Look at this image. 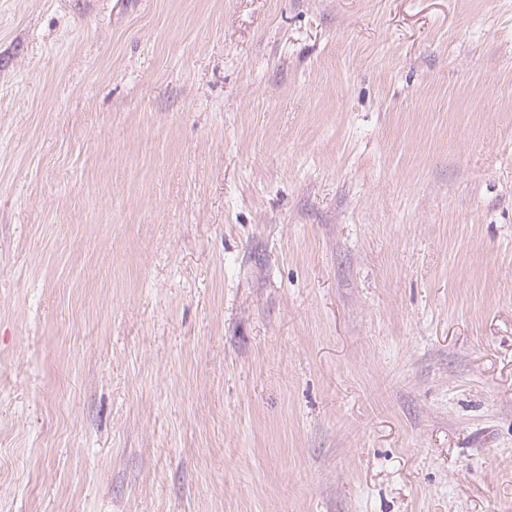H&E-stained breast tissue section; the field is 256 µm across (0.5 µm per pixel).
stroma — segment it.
<instances>
[{"instance_id":"1","label":"stroma","mask_w":512,"mask_h":512,"mask_svg":"<svg viewBox=\"0 0 512 512\" xmlns=\"http://www.w3.org/2000/svg\"><path fill=\"white\" fill-rule=\"evenodd\" d=\"M0 512H512V0H0Z\"/></svg>"}]
</instances>
